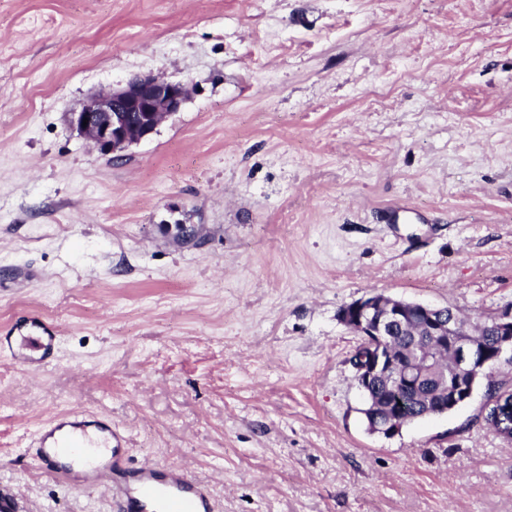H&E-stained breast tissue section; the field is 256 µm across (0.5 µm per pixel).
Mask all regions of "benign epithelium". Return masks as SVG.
Instances as JSON below:
<instances>
[{"label":"benign epithelium","mask_w":512,"mask_h":512,"mask_svg":"<svg viewBox=\"0 0 512 512\" xmlns=\"http://www.w3.org/2000/svg\"><path fill=\"white\" fill-rule=\"evenodd\" d=\"M187 95L183 84L146 75L93 97L71 114L70 124L101 152L119 156L178 112ZM339 320L361 336L369 350L351 361L364 399H369V384L381 380L394 393L404 390L439 396L437 415L465 404L479 379L488 377L504 354L512 353V307L491 317V328L498 336L491 350L481 339L482 324L463 323L444 307L369 294L344 306ZM405 325L421 329L423 336L399 352L389 346V336ZM488 406L489 424L507 436V429H512V397L495 398ZM389 409L387 419L374 424L372 433L385 438L401 434L403 406L392 400Z\"/></svg>","instance_id":"7a95c632"}]
</instances>
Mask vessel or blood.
I'll list each match as a JSON object with an SVG mask.
<instances>
[{"mask_svg":"<svg viewBox=\"0 0 512 512\" xmlns=\"http://www.w3.org/2000/svg\"><path fill=\"white\" fill-rule=\"evenodd\" d=\"M53 328L41 316H29L0 336V351L29 363L38 351L53 347ZM128 439L111 420L61 417L41 426L29 453L39 471L87 493L105 490L112 512H215L210 488L186 468L156 463L129 466Z\"/></svg>","mask_w":512,"mask_h":512,"instance_id":"1","label":"vessel or blood"}]
</instances>
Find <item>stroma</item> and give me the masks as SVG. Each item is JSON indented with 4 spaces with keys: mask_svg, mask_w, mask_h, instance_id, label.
I'll return each mask as SVG.
<instances>
[{
    "mask_svg": "<svg viewBox=\"0 0 512 512\" xmlns=\"http://www.w3.org/2000/svg\"><path fill=\"white\" fill-rule=\"evenodd\" d=\"M145 74L190 87L154 134L116 160L72 129ZM371 293L512 306V0H0V329L58 336L0 356L25 512H112L27 453L64 413L216 512H512L489 384L367 432L338 313ZM55 340L53 327L41 316L32 315L0 336V351L9 353L14 360L22 363H40L43 354L53 347ZM38 351H43V354L36 359L31 354Z\"/></svg>",
    "mask_w": 512,
    "mask_h": 512,
    "instance_id": "1",
    "label": "stroma"
}]
</instances>
